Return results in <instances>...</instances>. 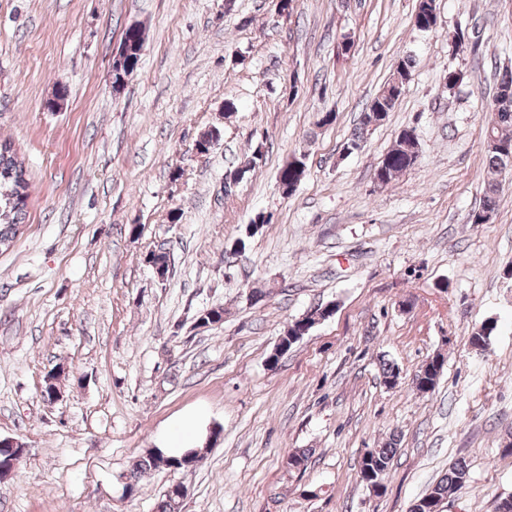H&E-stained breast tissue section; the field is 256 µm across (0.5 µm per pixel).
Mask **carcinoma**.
<instances>
[{"instance_id": "carcinoma-1", "label": "carcinoma", "mask_w": 512, "mask_h": 512, "mask_svg": "<svg viewBox=\"0 0 512 512\" xmlns=\"http://www.w3.org/2000/svg\"><path fill=\"white\" fill-rule=\"evenodd\" d=\"M122 40L125 44V53L112 60L117 83L120 82L121 76L132 74L137 69L145 41L143 28L138 24L128 26ZM400 74L409 79L412 78L411 60L406 59L397 66L393 78L389 80L383 92L375 97L361 113L360 123L355 128L347 147L352 150L360 148L365 134L373 129L375 123L379 120H387L389 112L403 93V89L395 86V78ZM490 138L497 140L499 146L491 150L484 149L486 192L481 210L493 213L502 185L500 173L504 165L503 155L512 153V70L506 69L498 75L485 121L484 139ZM417 146L418 141L414 130H403L375 168V180L381 185H387L399 174L412 168L418 154ZM305 171L304 159L296 158L280 170L278 182L290 189L303 179ZM27 187L24 168L18 161L11 143L0 141V242H12L17 234L18 225L25 219ZM442 371L441 366L431 374L425 368L420 369L415 378L417 388L421 391L434 389ZM397 445L398 440L393 438L369 450V461L363 460L361 465L367 464L376 476L385 477L397 453ZM197 463L196 454L190 451L169 456L159 450L151 452L132 463L128 474L130 488H135L143 477L162 467L185 469ZM468 477L467 464L463 460H458L450 465L448 472L425 494L418 497L417 501L445 500L449 495L462 489Z\"/></svg>"}]
</instances>
